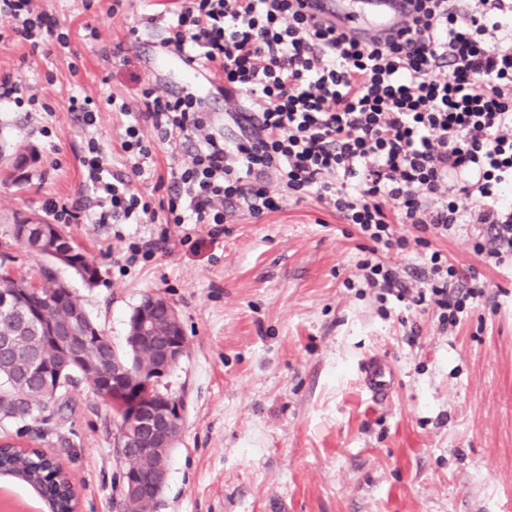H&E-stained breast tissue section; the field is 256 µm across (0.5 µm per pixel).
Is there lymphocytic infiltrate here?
Returning a JSON list of instances; mask_svg holds the SVG:
<instances>
[{
  "label": "lymphocytic infiltrate",
  "mask_w": 512,
  "mask_h": 512,
  "mask_svg": "<svg viewBox=\"0 0 512 512\" xmlns=\"http://www.w3.org/2000/svg\"><path fill=\"white\" fill-rule=\"evenodd\" d=\"M407 38L362 43L305 10L304 0H186L163 46L194 63L236 103L249 134L228 139L203 97L141 87L136 105L114 94L71 97L90 135L81 159L86 200L54 201L56 223L90 212L97 224H221L239 210L260 219L286 199L313 196L377 246L406 249L399 226L445 236L486 225L485 261L512 254V0H413ZM12 38L39 49L69 35L35 0H0ZM128 116L112 172L91 132L101 113ZM185 154L157 179L165 198L135 191L152 158L145 129ZM420 287L374 257L358 276L379 301L435 312L455 327L485 283L431 252Z\"/></svg>",
  "instance_id": "f902f5d3"
}]
</instances>
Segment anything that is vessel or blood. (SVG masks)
<instances>
[{
  "label": "vessel or blood",
  "instance_id": "vessel-or-blood-1",
  "mask_svg": "<svg viewBox=\"0 0 512 512\" xmlns=\"http://www.w3.org/2000/svg\"><path fill=\"white\" fill-rule=\"evenodd\" d=\"M307 7L322 21L363 43L397 35L410 18V0H308ZM156 65L188 85L197 83L195 71L175 52L160 55ZM361 380L374 400L387 401L393 393L394 370L383 357L373 356L364 362Z\"/></svg>",
  "mask_w": 512,
  "mask_h": 512
}]
</instances>
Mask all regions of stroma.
Segmentation results:
<instances>
[{
	"mask_svg": "<svg viewBox=\"0 0 512 512\" xmlns=\"http://www.w3.org/2000/svg\"><path fill=\"white\" fill-rule=\"evenodd\" d=\"M39 3L69 30L68 48L35 53L0 40V73L17 75L22 95L48 92V111L0 108V170L17 155L37 156L0 182V252L26 276L42 259L14 243V225L48 218L46 200L83 195L84 132L70 97L128 98L136 78L179 86L150 61L158 24L181 0H131L117 16L106 0L93 11L82 0ZM150 14L156 28L142 29ZM118 44L134 66L121 65ZM161 230L66 225L98 280L90 286L55 267L116 351H125L145 293L179 313L189 352L168 382L186 397L185 424L151 512H512V257L483 266L474 244L488 235L478 225H458L432 245L459 273L480 269L484 296L445 331L434 313L413 315L421 329L413 342L398 309L382 315L374 290L345 287L369 242L315 198L259 221L236 211L215 232L171 228L149 260L126 265L127 244ZM373 354L395 367L385 403L358 376ZM71 395L73 413L53 416L38 444L80 487L82 512H116L117 418L88 383Z\"/></svg>",
	"mask_w": 512,
	"mask_h": 512,
	"instance_id": "1",
	"label": "stroma"
}]
</instances>
